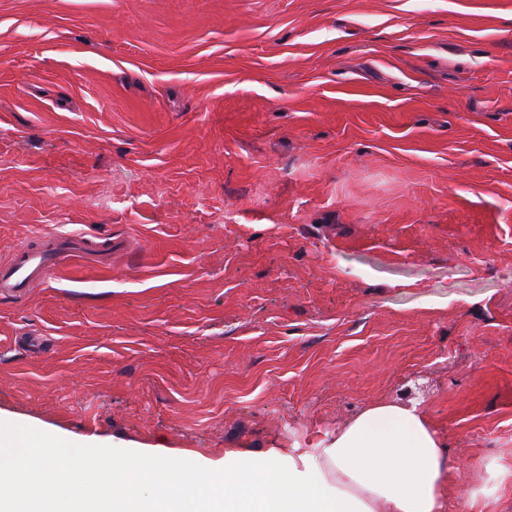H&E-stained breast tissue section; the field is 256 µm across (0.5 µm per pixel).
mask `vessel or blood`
Segmentation results:
<instances>
[{"instance_id":"b4317fda","label":"vessel or blood","mask_w":512,"mask_h":512,"mask_svg":"<svg viewBox=\"0 0 512 512\" xmlns=\"http://www.w3.org/2000/svg\"><path fill=\"white\" fill-rule=\"evenodd\" d=\"M96 248L93 236L73 233L50 235L41 248L20 246L11 260L0 264V294L25 296L55 270L72 260L86 258Z\"/></svg>"}]
</instances>
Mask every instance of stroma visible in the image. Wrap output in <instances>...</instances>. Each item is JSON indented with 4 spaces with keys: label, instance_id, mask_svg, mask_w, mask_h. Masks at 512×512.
Returning <instances> with one entry per match:
<instances>
[{
    "label": "stroma",
    "instance_id": "1",
    "mask_svg": "<svg viewBox=\"0 0 512 512\" xmlns=\"http://www.w3.org/2000/svg\"><path fill=\"white\" fill-rule=\"evenodd\" d=\"M0 297L30 443L315 451L420 400L512 512V0H0ZM46 238V246H20L15 256L0 264V294L11 297L27 295L40 282L75 259H84L97 249L93 235L56 233Z\"/></svg>",
    "mask_w": 512,
    "mask_h": 512
}]
</instances>
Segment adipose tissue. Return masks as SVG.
Wrapping results in <instances>:
<instances>
[{"instance_id":"ef3b65f1","label":"adipose tissue","mask_w":512,"mask_h":512,"mask_svg":"<svg viewBox=\"0 0 512 512\" xmlns=\"http://www.w3.org/2000/svg\"><path fill=\"white\" fill-rule=\"evenodd\" d=\"M454 468L426 407L392 400L363 407L314 456L86 447L66 460L56 439L0 434V512H21L47 483L58 491L36 512H448Z\"/></svg>"}]
</instances>
